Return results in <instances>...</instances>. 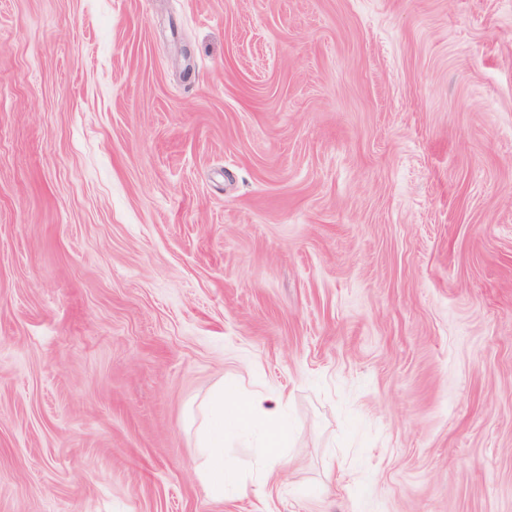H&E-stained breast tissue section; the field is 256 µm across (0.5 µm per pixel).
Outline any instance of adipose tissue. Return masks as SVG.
Listing matches in <instances>:
<instances>
[{
    "mask_svg": "<svg viewBox=\"0 0 512 512\" xmlns=\"http://www.w3.org/2000/svg\"><path fill=\"white\" fill-rule=\"evenodd\" d=\"M232 418L235 426L246 427L254 420H262L265 426L266 441L263 448L264 459L269 467L286 468L288 456L285 443L288 424L283 415L282 398H272L256 392L248 398H241L233 387L218 391L207 406L205 420L199 430V446L205 457L204 477L216 488L235 482L237 474L233 460L226 455L224 440L227 432L225 418Z\"/></svg>",
    "mask_w": 512,
    "mask_h": 512,
    "instance_id": "1",
    "label": "adipose tissue"
}]
</instances>
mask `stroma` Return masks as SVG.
Wrapping results in <instances>:
<instances>
[{
	"label": "stroma",
	"mask_w": 512,
	"mask_h": 512,
	"mask_svg": "<svg viewBox=\"0 0 512 512\" xmlns=\"http://www.w3.org/2000/svg\"><path fill=\"white\" fill-rule=\"evenodd\" d=\"M0 512H512V0H0ZM224 412L233 419L236 427H247L259 418L265 426L266 441L263 448L267 465L284 469L288 465V455L284 448L288 436V423L284 420L283 399L272 398L256 392L242 399L238 390L224 386L216 393L207 406L204 423L199 430V446L205 457L204 478L219 490L224 484L236 481V467L226 455L224 440L228 434L224 428Z\"/></svg>",
	"instance_id": "obj_1"
}]
</instances>
